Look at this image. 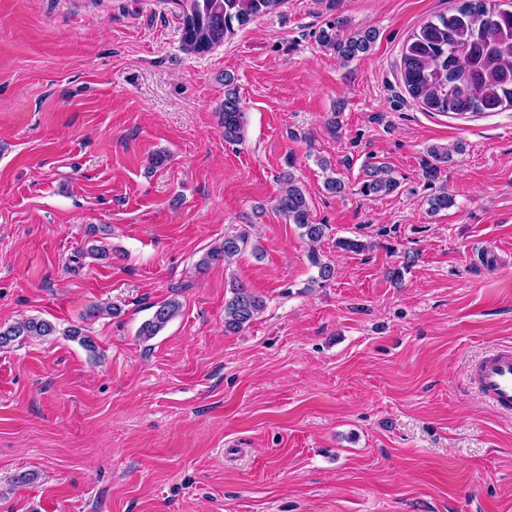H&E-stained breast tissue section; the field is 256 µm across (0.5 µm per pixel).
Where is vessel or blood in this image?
Wrapping results in <instances>:
<instances>
[{
	"instance_id": "b4317fda",
	"label": "vessel or blood",
	"mask_w": 512,
	"mask_h": 512,
	"mask_svg": "<svg viewBox=\"0 0 512 512\" xmlns=\"http://www.w3.org/2000/svg\"><path fill=\"white\" fill-rule=\"evenodd\" d=\"M468 379L479 395L500 411H512V347L499 346L474 360Z\"/></svg>"
}]
</instances>
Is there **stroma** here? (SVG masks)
Segmentation results:
<instances>
[{
    "mask_svg": "<svg viewBox=\"0 0 512 512\" xmlns=\"http://www.w3.org/2000/svg\"><path fill=\"white\" fill-rule=\"evenodd\" d=\"M457 3L283 0L195 54L173 0H0V324L59 330L0 347V512H512V415L468 381L512 344V107L429 112L401 76L413 32ZM337 19L376 30L371 49L322 47ZM434 146L453 154L430 183ZM369 162L399 189L359 194ZM289 169L329 281L274 208ZM240 232L233 264L199 268ZM97 240L107 258L76 259ZM236 280L266 306L230 332ZM93 304L116 313L84 321ZM79 325L96 354L63 336ZM222 112V126L224 128V141L229 144L241 142L245 135V112L235 88L224 91V105ZM156 307L150 319L140 327L139 335L145 338L156 336L178 313L179 305L175 301L161 302Z\"/></svg>",
    "mask_w": 512,
    "mask_h": 512,
    "instance_id": "obj_1",
    "label": "stroma"
}]
</instances>
